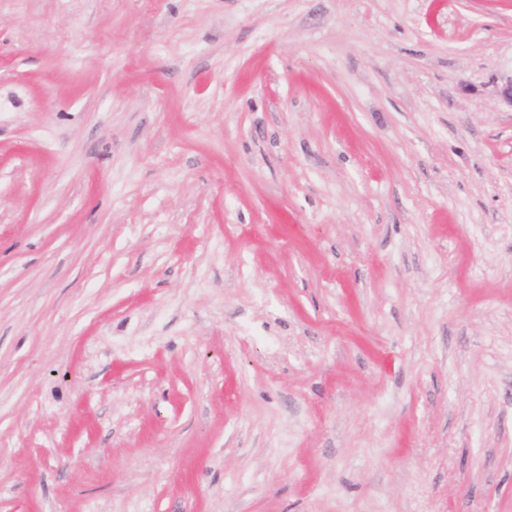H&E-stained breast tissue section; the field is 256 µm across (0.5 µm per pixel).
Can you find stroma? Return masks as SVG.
<instances>
[{"label":"stroma","mask_w":512,"mask_h":512,"mask_svg":"<svg viewBox=\"0 0 512 512\" xmlns=\"http://www.w3.org/2000/svg\"><path fill=\"white\" fill-rule=\"evenodd\" d=\"M512 5L0 0V512H512Z\"/></svg>","instance_id":"obj_1"}]
</instances>
